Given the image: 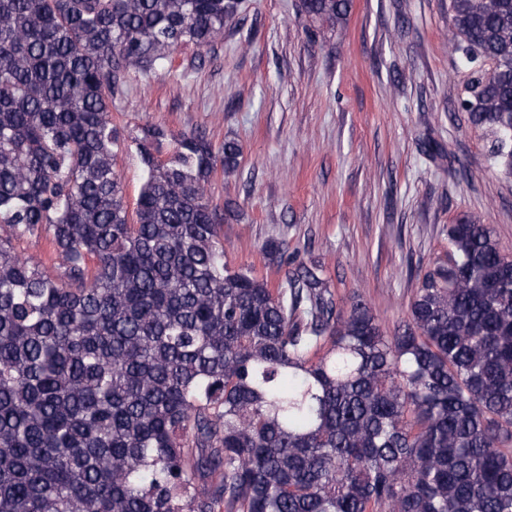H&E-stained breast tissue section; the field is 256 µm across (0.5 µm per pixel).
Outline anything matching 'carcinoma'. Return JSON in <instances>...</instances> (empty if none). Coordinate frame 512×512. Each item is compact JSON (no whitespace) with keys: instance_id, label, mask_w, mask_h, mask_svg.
Here are the masks:
<instances>
[{"instance_id":"1","label":"carcinoma","mask_w":512,"mask_h":512,"mask_svg":"<svg viewBox=\"0 0 512 512\" xmlns=\"http://www.w3.org/2000/svg\"><path fill=\"white\" fill-rule=\"evenodd\" d=\"M240 0H0V512H512V256L466 215L389 329L317 257L232 267L242 147L112 103ZM352 0H300L347 24ZM460 108L512 122V0H450ZM136 145L130 207L117 158ZM46 233L48 275L15 240Z\"/></svg>"}]
</instances>
